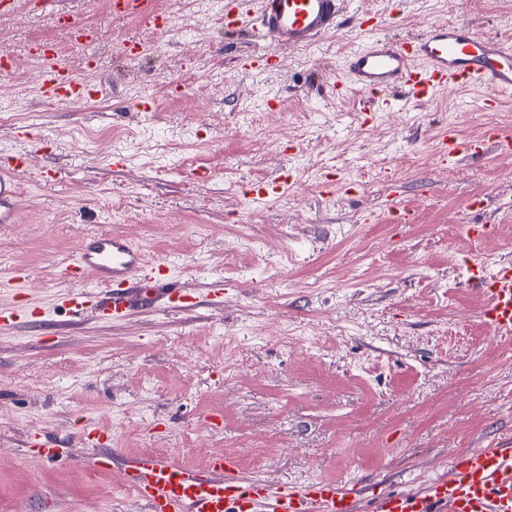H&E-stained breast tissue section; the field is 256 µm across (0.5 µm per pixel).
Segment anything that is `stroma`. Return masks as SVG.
I'll use <instances>...</instances> for the list:
<instances>
[{
	"label": "stroma",
	"mask_w": 512,
	"mask_h": 512,
	"mask_svg": "<svg viewBox=\"0 0 512 512\" xmlns=\"http://www.w3.org/2000/svg\"><path fill=\"white\" fill-rule=\"evenodd\" d=\"M225 2L154 0L170 19L162 33L109 0H16L0 14L13 70L0 79V154L28 151L37 170L63 174L21 180L20 219L0 224V307L41 311L0 330V512H144L122 469L88 464L91 426L121 457L201 469L221 452L246 478L371 494L409 491L456 455L512 439V338L480 321L465 266L474 250L512 261V158L444 164L432 151L450 125L463 139L512 125V97L474 112L481 89L446 92L365 125L358 96L326 94L329 68L366 38L357 15L381 17L392 37L464 23L512 41V0H349L334 34L249 72L238 57L265 45L250 28L225 31ZM63 12L97 39L74 45ZM132 38L146 50L131 59ZM36 42L111 97L44 99ZM281 175L276 204L245 198ZM475 195L483 210L466 208ZM399 207L409 223H391ZM485 221L494 238L466 236ZM110 231L170 257L198 304L121 323L63 307L64 260ZM20 267L30 279L18 288ZM34 430L67 456L25 455Z\"/></svg>",
	"instance_id": "stroma-1"
}]
</instances>
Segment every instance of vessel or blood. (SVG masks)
I'll return each mask as SVG.
<instances>
[{
	"instance_id": "b4317fda",
	"label": "vessel or blood",
	"mask_w": 512,
	"mask_h": 512,
	"mask_svg": "<svg viewBox=\"0 0 512 512\" xmlns=\"http://www.w3.org/2000/svg\"><path fill=\"white\" fill-rule=\"evenodd\" d=\"M346 0H256L255 9L235 12L233 20L251 24L269 46L258 57L260 68L277 63L282 48H302L340 27ZM113 9L137 15L156 32L167 27L150 0H114ZM369 39L350 51L329 74V92L342 96L357 91L369 95L371 112H391L399 104H428L440 92L486 87L476 103L481 112L496 111L502 95L512 92V43L475 34L458 24L431 26L415 38L392 39L379 33L375 18H359ZM40 93L48 99L64 94L104 96L101 84H81L63 64L58 52L40 56ZM400 98H391L392 90ZM512 155V126H498L479 140L459 141L455 129L445 130L437 142L443 160L483 155L486 151ZM23 154L0 156V224L17 221L18 181L31 177ZM285 183L280 179L252 185L251 201L266 205L277 200ZM468 278L484 298L481 317L498 337H512V263L487 272L481 259L467 266ZM73 290L64 294L65 305L76 313L95 309L120 322L136 309L164 305H194V297L181 288L164 257L146 259L143 250L127 236L105 232L87 239L65 268ZM96 452L99 467H111L103 454L108 437L99 428L84 435ZM66 444L32 432L26 453L55 462L66 454ZM125 484L146 512H365L362 493L353 485L314 480L298 487L268 485L261 478L242 479L231 456L215 453L205 470L187 468L153 456L126 459ZM366 512H512V444H496L458 456L448 471L430 482L401 494H375Z\"/></svg>"
}]
</instances>
